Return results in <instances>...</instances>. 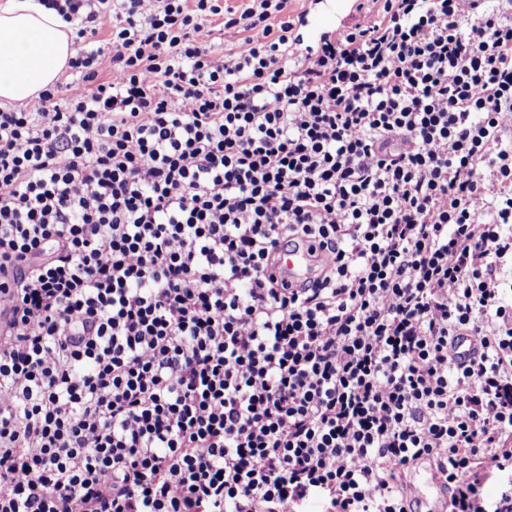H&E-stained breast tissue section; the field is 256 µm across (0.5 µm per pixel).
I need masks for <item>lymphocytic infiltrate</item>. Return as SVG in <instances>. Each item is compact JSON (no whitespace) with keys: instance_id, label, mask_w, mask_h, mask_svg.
<instances>
[{"instance_id":"f902f5d3","label":"lymphocytic infiltrate","mask_w":512,"mask_h":512,"mask_svg":"<svg viewBox=\"0 0 512 512\" xmlns=\"http://www.w3.org/2000/svg\"><path fill=\"white\" fill-rule=\"evenodd\" d=\"M46 3L76 80L0 106V512H408L421 463L512 512V0H370L306 57L288 0ZM289 237L333 257L299 291Z\"/></svg>"}]
</instances>
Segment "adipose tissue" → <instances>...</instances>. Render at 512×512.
Instances as JSON below:
<instances>
[{
    "label": "adipose tissue",
    "instance_id": "obj_1",
    "mask_svg": "<svg viewBox=\"0 0 512 512\" xmlns=\"http://www.w3.org/2000/svg\"><path fill=\"white\" fill-rule=\"evenodd\" d=\"M75 52L71 25L43 0H0V101L21 103L60 79Z\"/></svg>",
    "mask_w": 512,
    "mask_h": 512
}]
</instances>
